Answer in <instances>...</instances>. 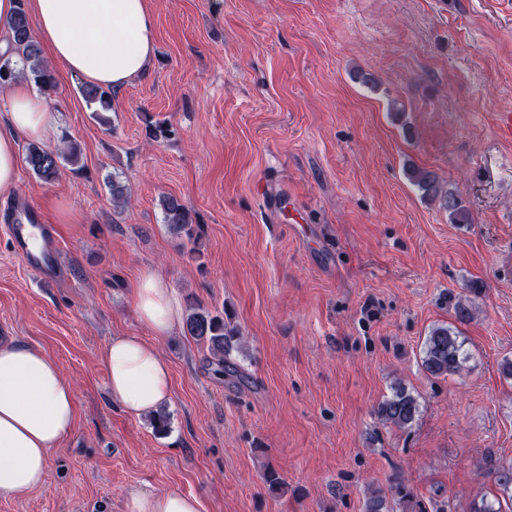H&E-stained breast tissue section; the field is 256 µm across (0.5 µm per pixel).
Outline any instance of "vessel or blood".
<instances>
[{"label": "vessel or blood", "mask_w": 512, "mask_h": 512, "mask_svg": "<svg viewBox=\"0 0 512 512\" xmlns=\"http://www.w3.org/2000/svg\"><path fill=\"white\" fill-rule=\"evenodd\" d=\"M5 227L14 253L42 279L54 280L61 271L60 249L50 225L28 203H21Z\"/></svg>", "instance_id": "vessel-or-blood-1"}]
</instances>
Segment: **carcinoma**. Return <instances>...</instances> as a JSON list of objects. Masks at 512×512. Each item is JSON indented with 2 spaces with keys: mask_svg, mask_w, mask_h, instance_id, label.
<instances>
[{
  "mask_svg": "<svg viewBox=\"0 0 512 512\" xmlns=\"http://www.w3.org/2000/svg\"><path fill=\"white\" fill-rule=\"evenodd\" d=\"M8 28L11 49L0 55V86L14 82L19 74L26 72L42 91L51 93L55 89V78L42 63L39 45L30 31L25 0H18L16 12L10 19ZM82 94L98 119L106 121L103 113L112 110L111 93L101 87L86 84L82 87ZM80 160V147L72 141L65 142V146L57 151L31 145L25 153L27 167L45 183L59 178L63 164L76 166ZM405 175L422 193L424 199L439 202L448 211L451 221L456 224L468 222L469 215L459 194L451 188H444L433 172L412 165L406 168ZM161 207L164 222L174 232L188 238L193 236L190 213L177 198L163 197ZM448 303L452 304L455 322L465 324L473 318L475 307L470 299L460 295L455 298L450 296ZM185 324L190 336L207 345L210 354L208 364L215 367V373L223 377L241 376L237 363L231 359L232 350L239 349L241 336L228 311H212L195 303L189 308ZM464 345L465 340L461 339V333L456 326L442 324L431 328L420 351L423 370L436 378L460 373L468 359ZM392 390V395L378 404L377 418L384 424H392L398 428L409 427L421 414L418 398L399 382L393 385ZM490 475L494 476V482L502 497L493 501H481L474 505L473 512H505L507 509L512 512V468H492ZM389 497L404 509L410 507L409 493L403 485L395 483L390 487V495L377 492L370 496L366 503V512H394L393 507L388 505Z\"/></svg>",
  "mask_w": 512,
  "mask_h": 512,
  "instance_id": "obj_1",
  "label": "carcinoma"
}]
</instances>
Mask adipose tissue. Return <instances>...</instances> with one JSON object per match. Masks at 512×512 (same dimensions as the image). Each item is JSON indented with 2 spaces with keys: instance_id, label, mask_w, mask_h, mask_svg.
<instances>
[{
  "instance_id": "obj_1",
  "label": "adipose tissue",
  "mask_w": 512,
  "mask_h": 512,
  "mask_svg": "<svg viewBox=\"0 0 512 512\" xmlns=\"http://www.w3.org/2000/svg\"><path fill=\"white\" fill-rule=\"evenodd\" d=\"M40 41L67 73L115 90L143 76L155 51V19L146 0H31ZM53 117L44 96L22 84L10 94L0 126V192L19 176V144L46 138ZM137 316L154 335L116 336L100 360L112 401L130 417L156 412L171 401V369L154 341L181 321L176 292L154 272L134 284ZM75 395L58 368L39 350L18 341L0 342V497L41 487L48 452L72 429ZM128 512H202L192 495L139 490Z\"/></svg>"
}]
</instances>
